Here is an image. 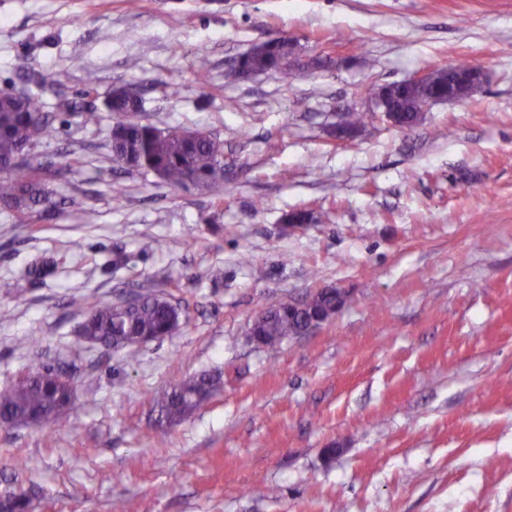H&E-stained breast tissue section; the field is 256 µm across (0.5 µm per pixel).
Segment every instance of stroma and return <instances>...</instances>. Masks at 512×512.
I'll return each instance as SVG.
<instances>
[{
    "mask_svg": "<svg viewBox=\"0 0 512 512\" xmlns=\"http://www.w3.org/2000/svg\"><path fill=\"white\" fill-rule=\"evenodd\" d=\"M280 35L302 68L233 77ZM462 61L486 74L472 99L336 138L372 87ZM129 83L141 122L223 142V184L113 163L105 101ZM1 90L41 92L65 173L52 211L0 207V388L51 364L75 403L0 424V491L31 489L29 512H512V0H0ZM321 288L345 295L321 326L250 340ZM132 292L179 328L132 353L80 340L90 303ZM203 373L223 390L159 423ZM221 387L220 378L201 374L181 380L157 400L159 422L178 424L194 414L208 398ZM201 397H208L202 400Z\"/></svg>",
    "mask_w": 512,
    "mask_h": 512,
    "instance_id": "stroma-1",
    "label": "stroma"
}]
</instances>
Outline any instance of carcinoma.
Here are the masks:
<instances>
[{
  "instance_id": "1",
  "label": "carcinoma",
  "mask_w": 512,
  "mask_h": 512,
  "mask_svg": "<svg viewBox=\"0 0 512 512\" xmlns=\"http://www.w3.org/2000/svg\"><path fill=\"white\" fill-rule=\"evenodd\" d=\"M274 64L271 51H254L247 56L246 66L253 74H264ZM446 74L431 90L424 92L407 87L394 92L393 105L405 113L406 119L417 122L431 105V97L448 92ZM108 110L119 120L110 133L112 162L157 174L169 187L182 189L190 185L208 186L224 181V147L210 135L179 127L161 130L151 124L134 120L142 105L124 100L107 99ZM56 115L45 111L42 97L27 94L17 100L10 93H0V205L20 216L48 212L57 205L48 186V177L58 173L55 162L42 159L37 149L53 131ZM336 304V295L321 290L303 300V314L286 313L268 317L261 323L266 345L275 347L288 336H295L305 326L303 316ZM182 318L181 309L161 293L139 295L129 306L123 301H98L81 323L87 335L108 345L126 341L131 347L138 336H161L171 322ZM33 378L0 389V417L18 422L38 421L58 404L68 403L58 372L52 365H43L32 372ZM221 387L217 377L202 374L182 380L157 400L159 422L178 424L194 414L203 398L211 397ZM24 500L18 488L0 494V512H23Z\"/></svg>"
}]
</instances>
